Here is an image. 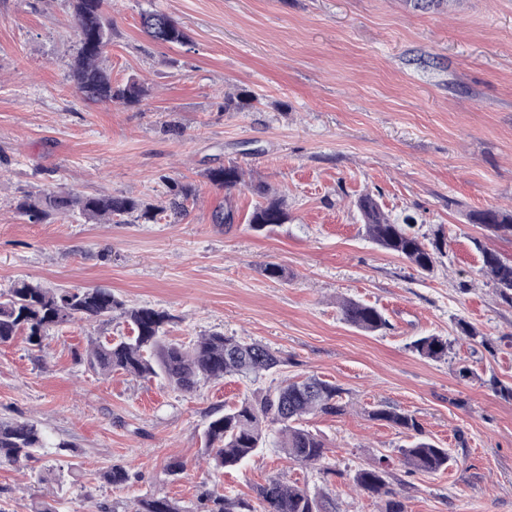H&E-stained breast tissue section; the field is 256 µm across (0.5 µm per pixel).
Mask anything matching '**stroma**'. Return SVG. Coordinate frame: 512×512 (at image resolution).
<instances>
[{
  "label": "stroma",
  "mask_w": 512,
  "mask_h": 512,
  "mask_svg": "<svg viewBox=\"0 0 512 512\" xmlns=\"http://www.w3.org/2000/svg\"><path fill=\"white\" fill-rule=\"evenodd\" d=\"M113 84L142 82L134 106L85 98L70 79L78 42L69 0H0V290L18 279L46 287L107 288L125 304L175 315L172 338L207 331L277 352V373L235 376L185 394L160 382L89 370L90 341L128 334L122 319L75 321L42 350L0 345V418L29 420L51 444L24 467L0 465V512H132L166 496L194 512L201 494L257 503L269 478L323 491L336 512H384L356 490V471L381 463L407 512H512V307L480 273L479 246L512 259V237L471 223L512 208V0H451L415 9L403 0H107ZM146 10L189 33L183 46L150 39ZM259 102L228 112L238 89ZM231 162L248 183L283 197L290 219L255 232L257 197L207 179ZM192 185L187 217L155 224L76 214L30 223L24 195L69 191L168 202L166 178ZM372 194L392 217L448 246L430 272L366 235L354 205ZM232 207V223L216 213ZM286 275L272 280L265 264ZM355 299L388 325L370 334L340 317ZM465 320L491 347L459 337ZM453 341L448 358L409 350L418 336ZM471 370L461 376V367ZM309 374L335 383L347 408L311 414L327 445L323 465L301 466L266 447L239 468L204 461L208 414ZM413 414L423 438L447 448V470L425 474L400 454L413 432L372 419L379 406ZM173 461L185 469L174 475ZM129 469L122 486L98 474Z\"/></svg>",
  "instance_id": "35a3bbf8"
}]
</instances>
